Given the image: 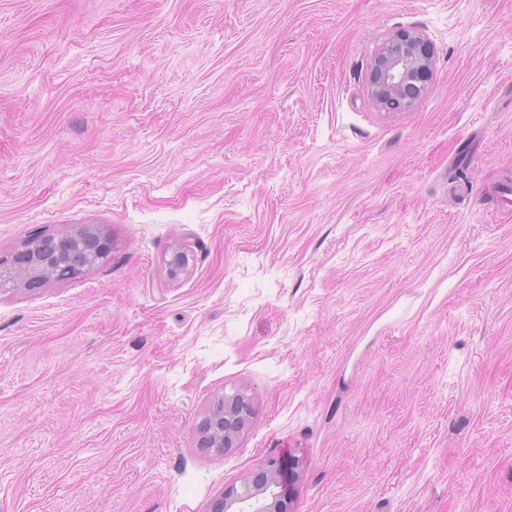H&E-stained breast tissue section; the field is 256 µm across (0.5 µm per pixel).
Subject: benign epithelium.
<instances>
[{"label": "benign epithelium", "instance_id": "benign-epithelium-1", "mask_svg": "<svg viewBox=\"0 0 512 512\" xmlns=\"http://www.w3.org/2000/svg\"><path fill=\"white\" fill-rule=\"evenodd\" d=\"M433 73V49L424 35L393 34L375 55L369 75V93L382 110H410L427 92ZM110 240L102 231L85 228L77 232L43 237L26 246L18 268L0 267V292L25 281L70 280L83 275L107 256ZM191 245L174 246L165 260L166 278L174 283L187 275ZM251 398L242 390L215 400L202 422L203 444L222 454L234 444L251 420ZM299 460L269 459L255 473L225 486L209 512H294L287 485L298 480Z\"/></svg>", "mask_w": 512, "mask_h": 512}]
</instances>
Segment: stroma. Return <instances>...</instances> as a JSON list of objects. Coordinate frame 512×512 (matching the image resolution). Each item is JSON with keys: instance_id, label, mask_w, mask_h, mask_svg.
Masks as SVG:
<instances>
[{"instance_id": "obj_1", "label": "stroma", "mask_w": 512, "mask_h": 512, "mask_svg": "<svg viewBox=\"0 0 512 512\" xmlns=\"http://www.w3.org/2000/svg\"><path fill=\"white\" fill-rule=\"evenodd\" d=\"M402 30L433 77L384 111ZM507 177L512 0H0V259L112 239L0 294V512H208L271 457L295 512H512ZM433 57L432 46L424 35L393 34L370 67L369 93L376 105L382 110H411L427 92ZM110 240L102 231L85 228L77 232L43 237L26 246L18 268L0 267V292L11 289L19 280L26 283L50 279L79 278L107 256ZM191 252V245L182 242L171 249L168 259L165 257L166 278L169 282H178L187 275ZM251 398L242 390L224 393L215 400L202 422L203 444L216 453L224 454L234 444L251 420Z\"/></svg>"}]
</instances>
